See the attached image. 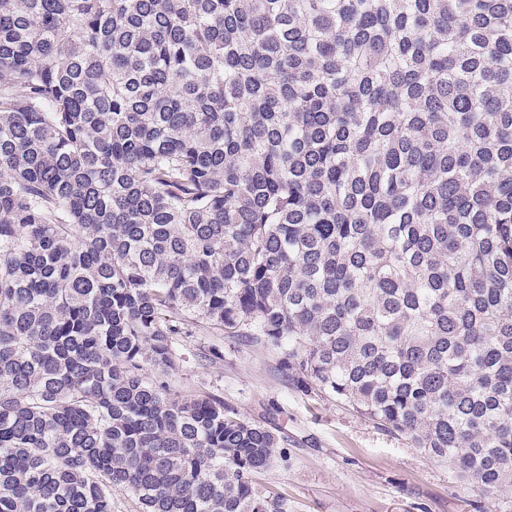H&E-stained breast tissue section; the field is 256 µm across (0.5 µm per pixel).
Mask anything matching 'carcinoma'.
Segmentation results:
<instances>
[{
  "label": "carcinoma",
  "instance_id": "obj_1",
  "mask_svg": "<svg viewBox=\"0 0 512 512\" xmlns=\"http://www.w3.org/2000/svg\"><path fill=\"white\" fill-rule=\"evenodd\" d=\"M202 330L512 488V0H0V512H290Z\"/></svg>",
  "mask_w": 512,
  "mask_h": 512
}]
</instances>
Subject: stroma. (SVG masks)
Here are the masks:
<instances>
[{
    "instance_id": "obj_1",
    "label": "stroma",
    "mask_w": 512,
    "mask_h": 512,
    "mask_svg": "<svg viewBox=\"0 0 512 512\" xmlns=\"http://www.w3.org/2000/svg\"><path fill=\"white\" fill-rule=\"evenodd\" d=\"M217 342L223 360L201 359ZM179 348L185 363L172 376L177 391L218 394L241 418L287 436L288 467L260 474L257 483L286 494L292 512H512V489L481 492L406 438L297 392L263 345L196 336Z\"/></svg>"
}]
</instances>
